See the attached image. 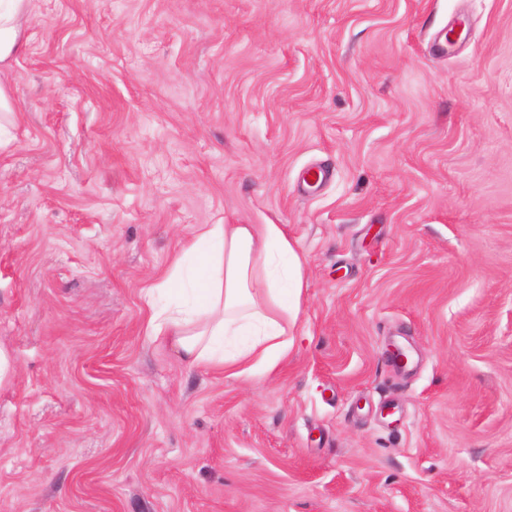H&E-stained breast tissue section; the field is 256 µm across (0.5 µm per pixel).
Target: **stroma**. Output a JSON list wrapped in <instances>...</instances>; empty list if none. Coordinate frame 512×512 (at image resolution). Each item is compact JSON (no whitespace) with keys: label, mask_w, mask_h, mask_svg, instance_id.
I'll return each instance as SVG.
<instances>
[{"label":"stroma","mask_w":512,"mask_h":512,"mask_svg":"<svg viewBox=\"0 0 512 512\" xmlns=\"http://www.w3.org/2000/svg\"><path fill=\"white\" fill-rule=\"evenodd\" d=\"M25 36L0 512H512V0H33ZM203 224L304 257L270 374L147 330Z\"/></svg>","instance_id":"obj_1"}]
</instances>
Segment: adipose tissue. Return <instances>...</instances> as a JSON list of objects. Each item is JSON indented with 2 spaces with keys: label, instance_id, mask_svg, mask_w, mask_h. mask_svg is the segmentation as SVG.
Instances as JSON below:
<instances>
[{
  "label": "adipose tissue",
  "instance_id": "1",
  "mask_svg": "<svg viewBox=\"0 0 512 512\" xmlns=\"http://www.w3.org/2000/svg\"><path fill=\"white\" fill-rule=\"evenodd\" d=\"M32 0H0V66L22 53ZM303 259L281 224H203L143 292L147 327L191 367L258 377L287 357Z\"/></svg>",
  "mask_w": 512,
  "mask_h": 512
}]
</instances>
